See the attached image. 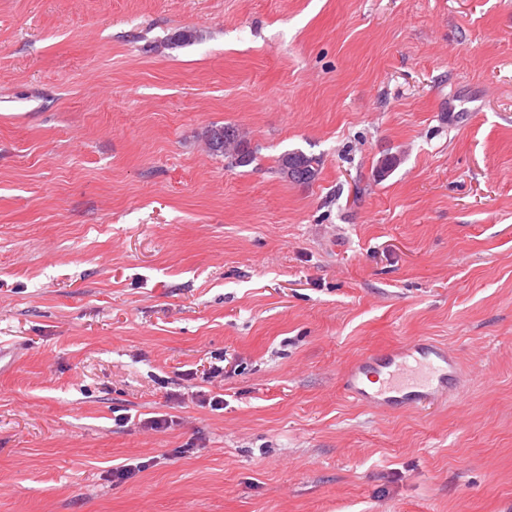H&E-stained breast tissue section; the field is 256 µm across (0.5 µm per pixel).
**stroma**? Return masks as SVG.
Returning a JSON list of instances; mask_svg holds the SVG:
<instances>
[{"label": "stroma", "mask_w": 512, "mask_h": 512, "mask_svg": "<svg viewBox=\"0 0 512 512\" xmlns=\"http://www.w3.org/2000/svg\"><path fill=\"white\" fill-rule=\"evenodd\" d=\"M0 349V512H512V0H0ZM212 128H215L211 130V133L215 130H231L232 134L231 136L224 137V143H222L221 146H217L216 142L212 140L211 133H210V141L208 138L210 149L214 153H219L223 155H228L234 158L237 164L240 166H246L249 162L253 160V149L250 146V142L247 141V139H244L240 137L238 134L235 133V130L233 126H212ZM293 165L306 166L312 173L311 181H307L305 184L312 182L319 172L320 160L316 156L308 155L302 151H292L283 154L278 160L279 172L285 174L288 177V169ZM291 179L290 177H288ZM383 375L381 387L370 391L365 383L369 374ZM345 394L371 409L393 404L421 408L439 393L458 392V367L450 347L438 342L417 340L402 350L364 353L341 369Z\"/></svg>", "instance_id": "35a3bbf8"}]
</instances>
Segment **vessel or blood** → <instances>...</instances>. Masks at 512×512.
Instances as JSON below:
<instances>
[{
    "label": "vessel or blood",
    "instance_id": "1",
    "mask_svg": "<svg viewBox=\"0 0 512 512\" xmlns=\"http://www.w3.org/2000/svg\"><path fill=\"white\" fill-rule=\"evenodd\" d=\"M457 381L454 352L424 340L401 350L365 353L341 370L345 394L374 410L394 404L423 407L437 395L456 394Z\"/></svg>",
    "mask_w": 512,
    "mask_h": 512
}]
</instances>
